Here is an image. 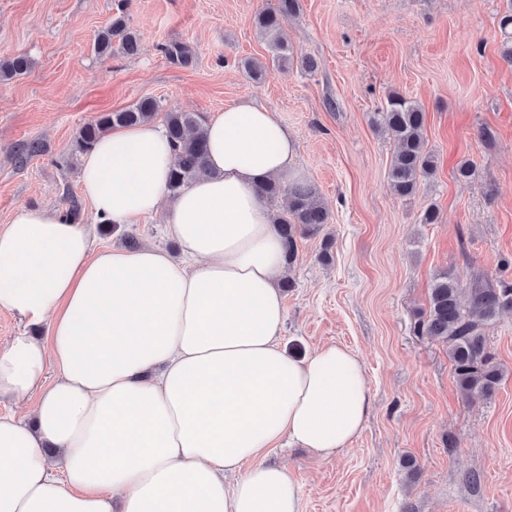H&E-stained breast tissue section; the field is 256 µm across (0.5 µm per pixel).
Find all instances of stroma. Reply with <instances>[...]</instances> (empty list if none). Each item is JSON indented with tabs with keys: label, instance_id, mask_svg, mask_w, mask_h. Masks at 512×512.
<instances>
[{
	"label": "stroma",
	"instance_id": "1",
	"mask_svg": "<svg viewBox=\"0 0 512 512\" xmlns=\"http://www.w3.org/2000/svg\"><path fill=\"white\" fill-rule=\"evenodd\" d=\"M273 0H0V58L30 56L0 83V228L21 207L80 199L72 142L85 123L144 96L166 112L212 116L251 99L294 131L297 166L328 205L320 235L298 241L283 341L296 356L338 344L361 360L371 396L362 432L329 458L276 448L296 474L301 512H512V311L486 330L503 379L462 398L448 349L417 335L435 273L461 284L512 280V63L501 55L508 0H300L281 27L315 70L240 68L268 58L255 24ZM125 10L138 51L98 57L93 42ZM181 44L188 64L165 55ZM416 100L435 174L393 193V141L370 123L388 93ZM42 155L18 162L26 142ZM476 173L456 178L461 161ZM439 220L421 223L428 208ZM176 251L161 216L100 227L102 245ZM331 258H320L323 239ZM413 458L409 473L403 458Z\"/></svg>",
	"mask_w": 512,
	"mask_h": 512
}]
</instances>
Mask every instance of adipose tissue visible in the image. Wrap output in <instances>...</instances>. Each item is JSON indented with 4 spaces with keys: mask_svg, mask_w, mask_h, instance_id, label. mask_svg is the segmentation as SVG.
I'll return each instance as SVG.
<instances>
[{
    "mask_svg": "<svg viewBox=\"0 0 512 512\" xmlns=\"http://www.w3.org/2000/svg\"><path fill=\"white\" fill-rule=\"evenodd\" d=\"M208 178L168 198L176 153L155 124L83 155L94 223L23 207L0 229V310L45 324L0 347V512H299L267 453L328 458L370 410L345 346L283 345L286 271L259 188L294 178L298 141L250 100L210 119ZM162 214L178 254L97 245L102 224Z\"/></svg>",
    "mask_w": 512,
    "mask_h": 512,
    "instance_id": "ef3b65f1",
    "label": "adipose tissue"
}]
</instances>
